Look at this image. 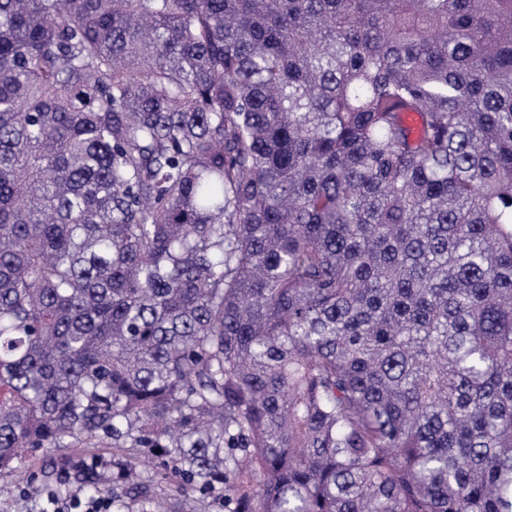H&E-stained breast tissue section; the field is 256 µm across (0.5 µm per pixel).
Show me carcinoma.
<instances>
[{
	"mask_svg": "<svg viewBox=\"0 0 512 512\" xmlns=\"http://www.w3.org/2000/svg\"><path fill=\"white\" fill-rule=\"evenodd\" d=\"M98 447L115 512H512V0H0V474ZM98 471L102 478L109 484L120 482L121 473L115 464V460L112 457V448H95Z\"/></svg>",
	"mask_w": 512,
	"mask_h": 512,
	"instance_id": "carcinoma-1",
	"label": "carcinoma"
}]
</instances>
